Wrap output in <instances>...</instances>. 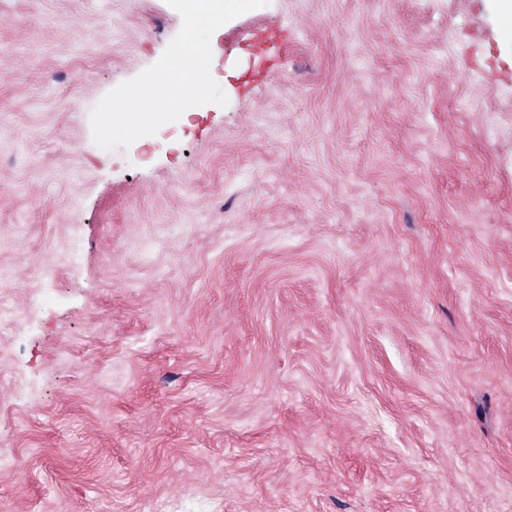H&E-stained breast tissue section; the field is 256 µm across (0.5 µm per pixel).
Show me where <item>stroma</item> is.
Returning a JSON list of instances; mask_svg holds the SVG:
<instances>
[{
    "label": "stroma",
    "instance_id": "1",
    "mask_svg": "<svg viewBox=\"0 0 512 512\" xmlns=\"http://www.w3.org/2000/svg\"><path fill=\"white\" fill-rule=\"evenodd\" d=\"M181 27L0 0V512H512V17L269 0L98 147Z\"/></svg>",
    "mask_w": 512,
    "mask_h": 512
}]
</instances>
